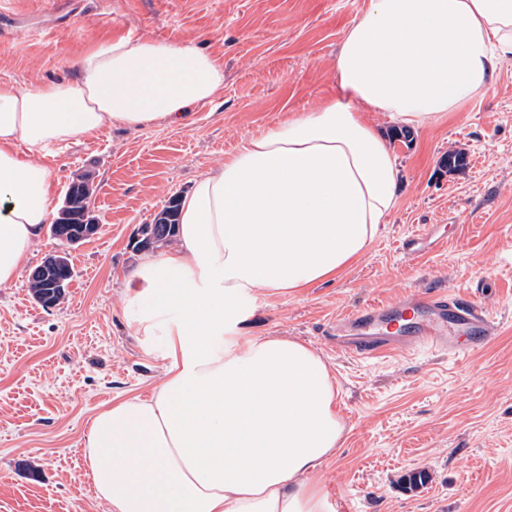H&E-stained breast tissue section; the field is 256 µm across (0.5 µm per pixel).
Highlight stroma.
Segmentation results:
<instances>
[{"mask_svg": "<svg viewBox=\"0 0 512 512\" xmlns=\"http://www.w3.org/2000/svg\"><path fill=\"white\" fill-rule=\"evenodd\" d=\"M368 0H0V82L25 86L76 76L77 56L118 36L191 42L220 56L224 89L182 121L115 126L79 136L41 162L64 199L92 174L100 229L69 250L65 300L44 309L31 272L59 251L35 244L14 283L0 285V512H107L86 476L93 417L150 396L169 362L151 352L124 285L146 257L132 246L172 197L234 155L246 136L336 97L335 56ZM401 168L396 209L367 252L336 278L294 293L260 290L249 336L293 339L326 362L345 425L316 471L328 500L351 512H512V60L493 88L412 142L381 112ZM464 153L450 172L441 159ZM422 232L443 241L421 259L400 251ZM500 319L495 341L464 363L420 352L360 360L333 347L326 326L356 309L432 288L467 292ZM423 473L416 487L403 479Z\"/></svg>", "mask_w": 512, "mask_h": 512, "instance_id": "stroma-1", "label": "stroma"}]
</instances>
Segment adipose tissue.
I'll return each mask as SVG.
<instances>
[{
    "label": "adipose tissue",
    "instance_id": "adipose-tissue-1",
    "mask_svg": "<svg viewBox=\"0 0 512 512\" xmlns=\"http://www.w3.org/2000/svg\"><path fill=\"white\" fill-rule=\"evenodd\" d=\"M509 59L512 0H369L341 39L336 98L246 137L195 181L175 247L140 263L125 290L139 331L163 332L166 377L97 414L85 440L110 512H327L309 476L344 436L334 378L299 341L245 335L247 302L338 275L397 207L400 167L365 113L427 127ZM76 67L63 82L0 84V285L53 212L39 155L175 121L224 88L223 62L190 43L121 36Z\"/></svg>",
    "mask_w": 512,
    "mask_h": 512
}]
</instances>
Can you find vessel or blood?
Returning <instances> with one entry per match:
<instances>
[{
  "label": "vessel or blood",
  "mask_w": 512,
  "mask_h": 512,
  "mask_svg": "<svg viewBox=\"0 0 512 512\" xmlns=\"http://www.w3.org/2000/svg\"><path fill=\"white\" fill-rule=\"evenodd\" d=\"M499 325L476 298L452 290L405 295L358 309L330 324L337 347L362 359L399 348L414 353L430 347L465 357L487 347Z\"/></svg>",
  "instance_id": "vessel-or-blood-1"
}]
</instances>
